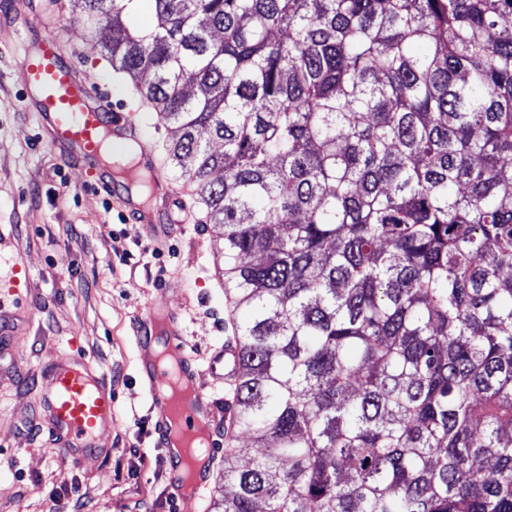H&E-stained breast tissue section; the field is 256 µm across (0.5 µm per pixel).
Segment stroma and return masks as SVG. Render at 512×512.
Listing matches in <instances>:
<instances>
[{
    "label": "stroma",
    "instance_id": "obj_1",
    "mask_svg": "<svg viewBox=\"0 0 512 512\" xmlns=\"http://www.w3.org/2000/svg\"><path fill=\"white\" fill-rule=\"evenodd\" d=\"M79 18L61 0L49 30L92 86L120 105L132 92ZM214 247L215 229L199 207L188 229L163 245L121 223L111 198L41 139L12 60L0 59V313L15 323L24 368L16 374L11 356H0V512H197L166 495L131 322L150 306L179 308L200 379L211 385L208 362L224 343L227 318ZM75 353L103 372L117 407L100 440L105 455L76 464L32 429L46 363Z\"/></svg>",
    "mask_w": 512,
    "mask_h": 512
}]
</instances>
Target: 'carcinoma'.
<instances>
[{
	"mask_svg": "<svg viewBox=\"0 0 512 512\" xmlns=\"http://www.w3.org/2000/svg\"><path fill=\"white\" fill-rule=\"evenodd\" d=\"M221 229L211 512H512V0H80Z\"/></svg>",
	"mask_w": 512,
	"mask_h": 512,
	"instance_id": "carcinoma-1",
	"label": "carcinoma"
}]
</instances>
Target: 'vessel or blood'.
<instances>
[{
  "label": "vessel or blood",
  "mask_w": 512,
  "mask_h": 512,
  "mask_svg": "<svg viewBox=\"0 0 512 512\" xmlns=\"http://www.w3.org/2000/svg\"><path fill=\"white\" fill-rule=\"evenodd\" d=\"M15 73L25 96L35 106L33 116L52 146L63 149L73 164L93 177L97 192L111 197L121 216L143 225L156 236H170L176 225L186 223L189 208L175 197L168 178L155 158L153 147L142 143L141 106L136 102L115 108L83 78L78 67L61 50L53 33L42 31L30 50L15 57ZM156 309L138 315L132 324L136 346L146 351L156 344L171 347L181 357V370L196 383L194 400L182 408L178 422H171L169 407L156 393V370L149 363L139 368V382L149 398L150 435L163 451L168 472L167 487L177 502H200L208 492L212 466L221 444L210 439L206 454L195 470L192 489H185L186 470L181 453L171 441L172 425H179L184 439L199 428L213 429L219 400L214 389L199 385V372L188 351L186 330L174 311H166L168 329L156 333ZM238 368V344L225 339L224 347L209 361L213 378L232 384ZM41 411L36 418L40 431L53 438L71 461L98 454L102 434L111 428L116 401L103 373L85 356L78 355L46 365Z\"/></svg>",
  "instance_id": "obj_1"
}]
</instances>
